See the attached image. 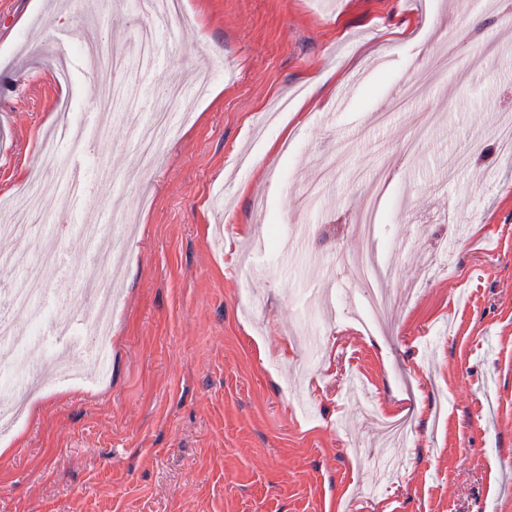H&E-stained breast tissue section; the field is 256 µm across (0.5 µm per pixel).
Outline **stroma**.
<instances>
[{
  "instance_id": "stroma-1",
  "label": "stroma",
  "mask_w": 512,
  "mask_h": 512,
  "mask_svg": "<svg viewBox=\"0 0 512 512\" xmlns=\"http://www.w3.org/2000/svg\"><path fill=\"white\" fill-rule=\"evenodd\" d=\"M146 3L98 0L101 36L133 40ZM84 24L70 0H0V225L65 122L89 133L58 151L89 183L59 210L65 264L94 248L77 225L136 210L109 369L31 392L0 512H512V0H184L109 125ZM359 70L337 109L324 78ZM191 81L206 93L171 107L190 120L130 182L134 126ZM283 98L309 119L272 154ZM376 192L378 319L353 230Z\"/></svg>"
}]
</instances>
